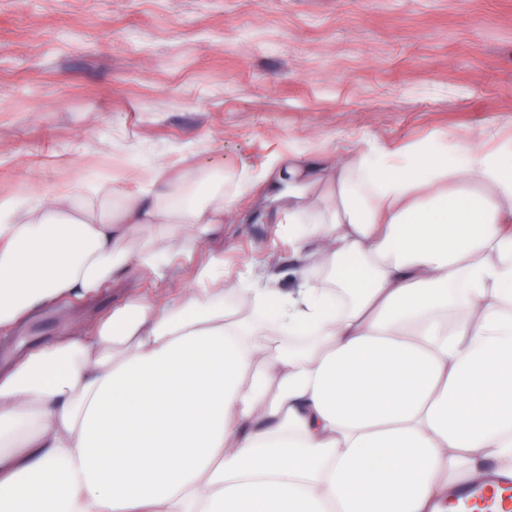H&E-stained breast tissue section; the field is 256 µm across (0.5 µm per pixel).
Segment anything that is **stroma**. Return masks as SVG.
I'll use <instances>...</instances> for the list:
<instances>
[{
	"mask_svg": "<svg viewBox=\"0 0 512 512\" xmlns=\"http://www.w3.org/2000/svg\"><path fill=\"white\" fill-rule=\"evenodd\" d=\"M512 137V0H0V200L82 184L94 212L118 205L106 176L131 183L165 159L233 189L279 155L322 164L374 148L435 146L467 133ZM276 225L228 224L198 242L224 279L264 266L299 278ZM145 270L83 300L61 299L0 337V370L24 350L93 329L112 307L173 297Z\"/></svg>",
	"mask_w": 512,
	"mask_h": 512,
	"instance_id": "1",
	"label": "stroma"
}]
</instances>
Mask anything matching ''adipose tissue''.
<instances>
[{
    "mask_svg": "<svg viewBox=\"0 0 512 512\" xmlns=\"http://www.w3.org/2000/svg\"><path fill=\"white\" fill-rule=\"evenodd\" d=\"M309 169L272 162L217 199L160 161L82 218L75 185L0 202V327L179 265L119 249L143 224H284L298 265L324 258L337 282L223 290L215 255L180 297L28 350L0 371V512H448L450 481L512 468V150L468 135L337 162L322 206ZM253 193L264 209L241 210Z\"/></svg>",
    "mask_w": 512,
    "mask_h": 512,
    "instance_id": "ef3b65f1",
    "label": "adipose tissue"
}]
</instances>
